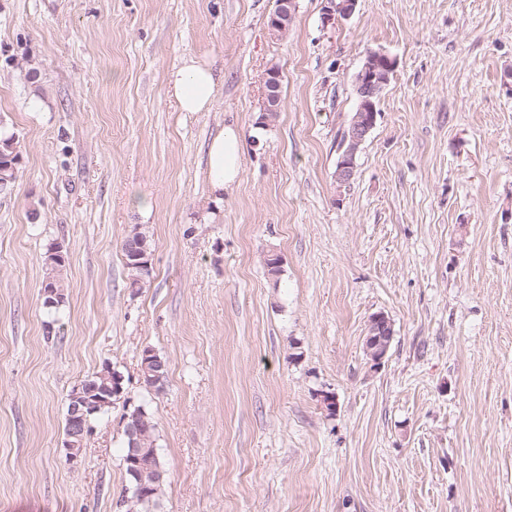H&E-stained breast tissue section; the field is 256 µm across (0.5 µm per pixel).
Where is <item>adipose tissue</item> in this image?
<instances>
[{
	"instance_id": "1",
	"label": "adipose tissue",
	"mask_w": 512,
	"mask_h": 512,
	"mask_svg": "<svg viewBox=\"0 0 512 512\" xmlns=\"http://www.w3.org/2000/svg\"><path fill=\"white\" fill-rule=\"evenodd\" d=\"M168 92L182 112H208L213 108L220 81L212 63L184 57L166 75ZM242 137L237 126L224 127L207 147L210 192L214 201H221L224 190L233 186L241 170Z\"/></svg>"
}]
</instances>
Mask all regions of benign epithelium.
<instances>
[{"instance_id": "benign-epithelium-1", "label": "benign epithelium", "mask_w": 512, "mask_h": 512, "mask_svg": "<svg viewBox=\"0 0 512 512\" xmlns=\"http://www.w3.org/2000/svg\"><path fill=\"white\" fill-rule=\"evenodd\" d=\"M358 0H327L322 14V25H334L353 15ZM295 10V0H277L276 11L270 18L269 28L272 34L282 36L288 31L289 22ZM395 67V61L382 51L369 52L358 71L354 90L358 97L357 108L351 121L349 136L344 142L346 149L342 155L336 173V182L344 186L350 182L355 172V159L360 146L373 130L377 121V102L387 85ZM280 83L275 73H268L265 91V104L262 115L267 117L277 112L279 105ZM393 340V330L389 318L383 314L371 317L367 335L364 337V353L377 367L385 359ZM87 402L82 394L76 392L71 396L69 418L78 422L84 418ZM130 449L127 461L131 464L140 459L143 449L140 448L141 434L135 425L128 427ZM63 448L68 463L75 466L79 463L83 452V439H65Z\"/></svg>"}]
</instances>
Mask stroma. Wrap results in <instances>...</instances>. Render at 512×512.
I'll list each match as a JSON object with an SVG mask.
<instances>
[{
	"label": "stroma",
	"instance_id": "1",
	"mask_svg": "<svg viewBox=\"0 0 512 512\" xmlns=\"http://www.w3.org/2000/svg\"><path fill=\"white\" fill-rule=\"evenodd\" d=\"M325 6L295 0L279 38L276 0H0V129L20 151L0 191V512H120L137 405L167 469L160 512H512V0H358L333 27ZM372 50L396 66L341 187ZM186 56L224 73L211 111L169 97ZM227 124L243 162L217 204L206 150ZM137 224L152 255L134 290ZM379 313L394 339L376 368ZM107 363L124 398L74 468L67 397ZM135 245L141 253L146 254V258H143V262L147 263L151 255V237L148 232L139 227H135L133 232L129 234L122 246V252L124 256L125 267L128 272V280L130 288H140L142 280L149 275L150 269L141 268L137 265V260L132 259L128 254V247ZM60 248L59 243L50 245L44 254V266L46 270V276L42 281L41 288L43 290L44 285H52L56 291V295L59 297H48L44 296V305L47 308H57L62 305L65 299V282L62 277V270L65 268L66 262L62 263L58 260V251ZM393 340L391 322L384 314L371 317L367 335L364 337V353L373 363L380 366L385 359Z\"/></svg>",
	"mask_w": 512,
	"mask_h": 512
}]
</instances>
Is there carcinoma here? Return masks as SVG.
Returning a JSON list of instances; mask_svg holds the SVG:
<instances>
[{
  "label": "carcinoma",
  "instance_id": "carcinoma-1",
  "mask_svg": "<svg viewBox=\"0 0 512 512\" xmlns=\"http://www.w3.org/2000/svg\"><path fill=\"white\" fill-rule=\"evenodd\" d=\"M20 160V154L17 147L15 134H0V180H5L11 184L16 179L18 172L17 165ZM135 245L137 249L146 254L143 262L149 261L151 255V237L145 230L136 227L129 234L122 246L125 267L128 272L129 287L138 288L142 280L149 275L150 269L142 268L137 265L136 260L128 254V247ZM60 244L50 245L44 254V266L46 276L42 284L54 287L57 296L44 297V305L48 308H56L64 302L65 282L62 277V270L65 264L58 260V251ZM118 370L107 373V379H102L98 374H93L84 381L87 391L92 393V397H101L102 403L97 405V411L89 415V421L96 420L99 416L106 413L114 404V401L120 398L123 390V384L113 383L117 378ZM138 424L140 427L142 442L141 447L147 449L150 457V464L144 468L131 469V464L123 462L125 474L128 483V494L122 500V507L125 512H157L160 507V497L164 486V481H159L156 475L166 472L165 464L159 453L156 441V424L151 414L142 406L134 408L127 414V424ZM146 486L142 493L137 494L133 488L138 485Z\"/></svg>",
  "mask_w": 512,
  "mask_h": 512
}]
</instances>
